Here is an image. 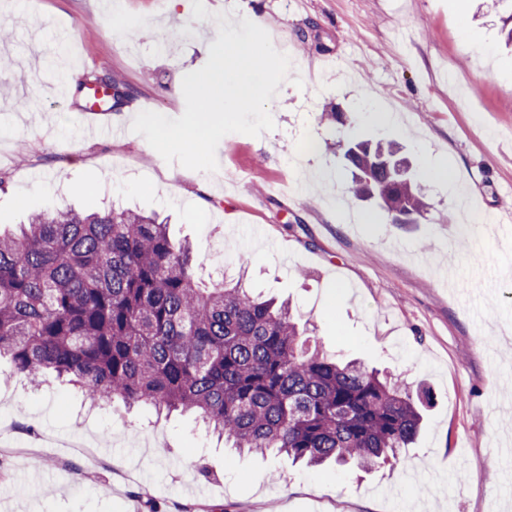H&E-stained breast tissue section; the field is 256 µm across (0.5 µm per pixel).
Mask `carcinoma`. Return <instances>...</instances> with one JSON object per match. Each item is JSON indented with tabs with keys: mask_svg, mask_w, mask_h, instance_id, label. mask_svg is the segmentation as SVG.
<instances>
[{
	"mask_svg": "<svg viewBox=\"0 0 512 512\" xmlns=\"http://www.w3.org/2000/svg\"><path fill=\"white\" fill-rule=\"evenodd\" d=\"M350 191L390 224L429 208L397 145L353 139ZM190 243L129 209L47 208L0 231V355L30 382L78 385L92 405L120 398L192 413L230 447L319 466L397 464L430 394L339 363L302 338L289 305L236 283L202 288Z\"/></svg>",
	"mask_w": 512,
	"mask_h": 512,
	"instance_id": "1",
	"label": "carcinoma"
}]
</instances>
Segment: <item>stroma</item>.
I'll return each mask as SVG.
<instances>
[{"label":"stroma","instance_id":"35a3bbf8","mask_svg":"<svg viewBox=\"0 0 512 512\" xmlns=\"http://www.w3.org/2000/svg\"><path fill=\"white\" fill-rule=\"evenodd\" d=\"M0 0V228L34 210L112 205L156 213L190 242L206 287L244 280L289 301L338 359L429 391L417 443L364 473L239 454L193 417L121 401L89 407L71 386H41L0 360V426L52 434L0 463V512H512V47L492 0ZM261 18L292 62L268 105L272 131L231 133L226 179L167 163L132 131L145 105L182 115L184 74L203 67L217 14ZM109 75L128 102L74 109L79 83ZM397 122L374 119L373 109ZM350 122L331 125L324 112ZM123 128L107 136L108 126ZM400 144L430 208L388 224L349 190L340 146ZM305 139L317 152L300 158ZM450 179H427L424 164ZM473 193V209L448 198ZM30 196L28 204L19 194ZM452 276L454 289L441 285Z\"/></svg>","mask_w":512,"mask_h":512}]
</instances>
